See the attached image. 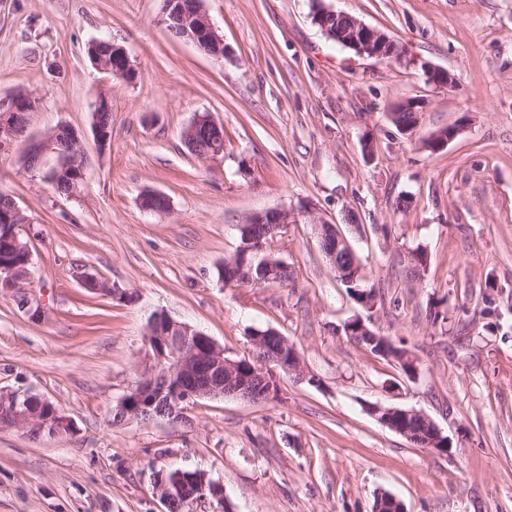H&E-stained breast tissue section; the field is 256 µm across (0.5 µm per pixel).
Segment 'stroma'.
<instances>
[{
  "label": "stroma",
  "instance_id": "obj_1",
  "mask_svg": "<svg viewBox=\"0 0 512 512\" xmlns=\"http://www.w3.org/2000/svg\"><path fill=\"white\" fill-rule=\"evenodd\" d=\"M163 0H0V107L38 100L0 151V191L27 216L20 290L0 288V394L54 405L69 432L0 426V512H167L159 470L203 472L224 490L192 512H512V0H203L226 53L174 37ZM354 16L416 63L361 57L313 22L317 7ZM96 39L123 46L134 81L89 61ZM455 74L427 82L423 64ZM112 140L92 131L97 95ZM424 107L409 133L390 114ZM201 113L224 126V153L201 159L181 139ZM457 124L442 151L431 134ZM72 128L85 178L57 193L58 158L23 162L31 139ZM165 195L162 213L140 205ZM290 221L271 247L284 284L228 287L218 277L247 217ZM336 225L376 290L371 325L417 360V375L350 342L363 310L318 245ZM426 255L415 266L414 252ZM106 282L89 291L87 277ZM158 312L204 332L226 357L250 356L271 328L301 374L253 403L194 398L177 419L116 426L112 408L156 362ZM427 415L447 436L431 453L368 407ZM97 112H112V105L107 97L100 96L97 99L94 105V111L92 113V129L94 132V137L98 143L99 148L103 149L109 143L110 134L112 137V126L110 128V133L108 128H102L99 124Z\"/></svg>",
  "mask_w": 512,
  "mask_h": 512
}]
</instances>
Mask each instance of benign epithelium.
Returning a JSON list of instances; mask_svg holds the SVG:
<instances>
[{
	"instance_id": "obj_1",
	"label": "benign epithelium",
	"mask_w": 512,
	"mask_h": 512,
	"mask_svg": "<svg viewBox=\"0 0 512 512\" xmlns=\"http://www.w3.org/2000/svg\"><path fill=\"white\" fill-rule=\"evenodd\" d=\"M164 13L170 20L180 25L182 38L194 45L209 44L211 55H224L225 46L201 7V0H167ZM351 27L338 29L331 37L340 44L351 46L358 55L378 60H395L409 65L416 60L408 57L407 51L397 49V43L376 28H372L353 16H348ZM109 54H97L92 57L93 66L104 73L131 82L137 72L129 54L122 46L109 43ZM427 81L436 86H449L455 77L445 69L423 65ZM37 108V98L31 93L18 92L7 111L0 114V149L10 145L14 137L23 132L24 117ZM112 111L110 100L101 96L94 105L92 129L99 148L109 143L108 129L99 124L98 113ZM222 125L207 113L197 116L185 128L184 133L191 135L193 144L202 145L196 153L202 159L213 158L224 153V133ZM55 153L59 165L48 174V180L61 172L71 175V190L75 191L84 180L83 149L77 133L69 127L59 126L41 138L31 142L27 151L30 157H40L44 153ZM143 207L164 212L168 208L167 198L161 193H148L142 201ZM289 214L273 210L253 215L242 225L239 252L259 254L266 252L263 239L256 238L250 232L253 224H272L282 229L288 223ZM0 220L6 224H26L27 217L16 206L11 196L0 202ZM320 247L338 277H346L349 270L336 261L342 252H350V244L336 232V225H319ZM28 265H0V285L15 289L26 280ZM148 343L156 361L154 372L136 382L134 388L118 402L124 421L149 422L157 417L176 416L180 404L192 398L233 397L249 402H262L270 399L271 391L264 388L274 381L272 370L280 369L286 373L295 372L299 359L295 348L283 341L280 349L256 361L248 375L240 371V362L224 357V348L218 346L204 333L164 315H155L149 323ZM0 407L9 412V424L31 427L40 422V411L31 409L30 397L19 399L16 394L0 396ZM378 421L390 430L404 436L411 443L429 450L440 452L446 445L436 424L425 414L402 407L371 408Z\"/></svg>"
}]
</instances>
